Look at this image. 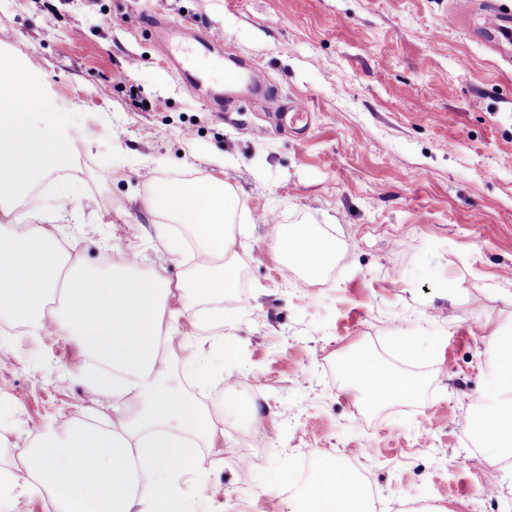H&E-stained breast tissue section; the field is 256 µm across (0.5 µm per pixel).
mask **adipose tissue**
Masks as SVG:
<instances>
[{
    "mask_svg": "<svg viewBox=\"0 0 512 512\" xmlns=\"http://www.w3.org/2000/svg\"><path fill=\"white\" fill-rule=\"evenodd\" d=\"M75 102L41 90L39 74L0 53V317L51 329L87 353L84 380L92 389L138 397L137 408L116 406L104 426L58 417L22 450L29 477L58 512H188L206 496L205 485L185 487L187 472L209 463L199 449L212 446L209 411L167 380L174 328L167 301L173 290L161 275L143 277L130 262L99 268L71 259L56 234L58 223L93 206L92 196L65 172L79 146L71 116ZM56 172L54 209L16 213L20 193ZM235 191L211 177L156 186L151 214L190 225L198 242L194 299L218 301L234 288L237 268L228 258L235 238ZM284 271L321 274L336 256L334 242L316 225L280 237ZM58 308H49L51 297ZM494 394L489 407L467 418L479 450L512 454V333H492ZM358 400L379 405L408 398L416 386L394 376L378 359L356 354L347 364ZM295 512H371L366 482L335 460L317 464Z\"/></svg>",
    "mask_w": 512,
    "mask_h": 512,
    "instance_id": "ef3b65f1",
    "label": "adipose tissue"
}]
</instances>
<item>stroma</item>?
<instances>
[{
    "instance_id": "obj_1",
    "label": "stroma",
    "mask_w": 512,
    "mask_h": 512,
    "mask_svg": "<svg viewBox=\"0 0 512 512\" xmlns=\"http://www.w3.org/2000/svg\"><path fill=\"white\" fill-rule=\"evenodd\" d=\"M500 12L512 0H0V48L79 102L72 122L91 134L68 173L97 211L57 227L75 257L133 255L139 275L189 283L192 231L169 225V254L147 197L208 177L236 192V288L218 304L168 301V377L217 426L213 467L186 477L215 492L197 512H292L306 457L355 461L376 512H512V467L465 426L493 393L490 335L512 331V21L483 26ZM154 16L171 22L183 70L158 55ZM185 23L221 32L223 50L180 46ZM296 101L308 119L276 129ZM302 224L338 255L324 276L287 279L276 242ZM362 350L417 395L357 418L340 368ZM86 363L77 343L0 317V399L18 406L1 470L25 475L20 448L58 415L111 414ZM230 394L269 410L250 446L224 414Z\"/></svg>"
}]
</instances>
